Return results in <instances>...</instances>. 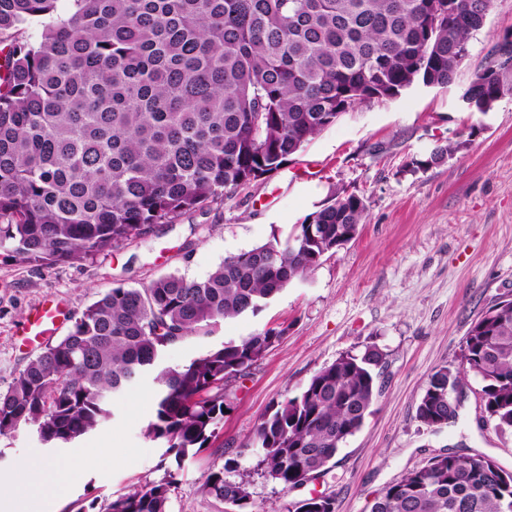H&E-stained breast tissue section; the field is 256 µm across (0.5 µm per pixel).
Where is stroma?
Wrapping results in <instances>:
<instances>
[{"label": "stroma", "mask_w": 512, "mask_h": 512, "mask_svg": "<svg viewBox=\"0 0 512 512\" xmlns=\"http://www.w3.org/2000/svg\"><path fill=\"white\" fill-rule=\"evenodd\" d=\"M509 34L512 0H493L451 84H416L348 110L269 178L176 223L157 225L119 251L42 267L0 253V390L41 351L20 329L44 300L56 298L67 309L54 333L62 338L113 286L137 288L168 273L205 278L224 258L272 232H289L344 192L367 205L353 240L260 313L224 320L165 349L163 365L177 368L225 341L267 328L282 332L234 386L236 399L219 437L223 455L206 448L186 460L169 512H230L199 489L228 460L229 479L247 483L256 512H286L321 493L334 497L336 512H370L387 486L450 449L490 455L512 471V433L482 424L474 378L461 385L455 425L435 430L417 417L430 375L460 364L471 326L496 301L512 298V97L484 115L462 101L474 74ZM451 141L463 142V149L427 170H408L411 159L427 158ZM369 347L384 355L382 392L328 472L293 489L264 478L257 453L243 449L260 417L341 355ZM156 401L152 378L129 384L112 395L111 419L76 447L55 453L24 424L0 436V512H106L113 497L165 479L175 464L162 462L161 448L144 435ZM78 447L90 454L71 473L65 500L23 495L31 471L52 458L69 459Z\"/></svg>", "instance_id": "obj_1"}]
</instances>
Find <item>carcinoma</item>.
Returning <instances> with one entry per match:
<instances>
[{"instance_id":"carcinoma-1","label":"carcinoma","mask_w":512,"mask_h":512,"mask_svg":"<svg viewBox=\"0 0 512 512\" xmlns=\"http://www.w3.org/2000/svg\"><path fill=\"white\" fill-rule=\"evenodd\" d=\"M0 0V248L35 266L114 252L270 176L348 109L416 83L444 87L491 0ZM36 27L35 38L29 29ZM512 97V64L491 54L465 89L472 112ZM435 148L411 171L445 160ZM364 198L337 195L286 234L224 259L202 280L166 274L116 286L0 390V436L20 425L63 448L112 416L109 399L145 375L157 404L145 435L174 458L168 479L107 512H168L182 463L215 444L230 384L278 342L267 328L190 363L164 350L257 314L358 233ZM320 233L308 236V224ZM462 367L433 372L418 407L429 427L458 418L462 380L481 383L482 422L512 432V298L470 328ZM376 348L345 354L261 417L244 449L294 488L326 472L379 394ZM210 471L202 494L251 507L242 481ZM288 512H336L323 494ZM371 512H512V471L482 454L434 456L383 490Z\"/></svg>"}]
</instances>
